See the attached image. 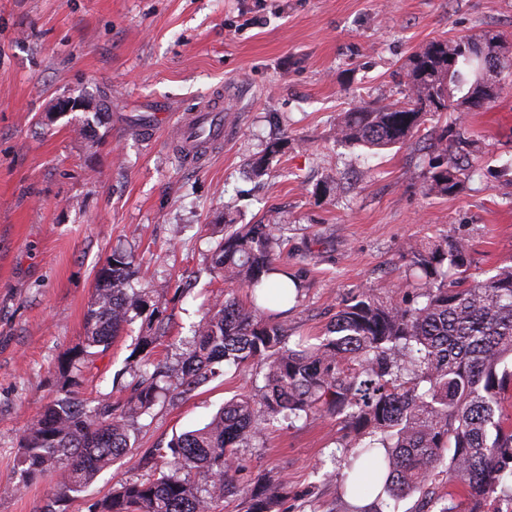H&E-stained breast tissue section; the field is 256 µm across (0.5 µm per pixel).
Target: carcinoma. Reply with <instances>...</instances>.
Here are the masks:
<instances>
[{"label":"carcinoma","instance_id":"obj_1","mask_svg":"<svg viewBox=\"0 0 512 512\" xmlns=\"http://www.w3.org/2000/svg\"><path fill=\"white\" fill-rule=\"evenodd\" d=\"M498 55L500 73L512 76V54L501 34L434 41L406 65L408 93L387 107L356 105L337 123V140L388 149L412 138L429 112H472L480 82L471 57ZM428 192H457L470 166L466 154L448 150V130L438 137ZM287 227L226 224L210 255V271L250 291L246 305L234 296L216 302L197 325L181 362L185 394L221 368L256 363L263 370L257 394L232 398L202 428L174 437L159 470L112 491L101 512H213L231 497L244 512H286L291 489L280 476L264 475L248 487L236 479L241 448H254L265 430L310 416L332 415L363 442L343 445L344 493L382 492L369 510L396 512L400 499L419 494L415 512H498L512 501V265L484 280L467 274V245L446 235L427 249L409 248L421 272L414 295L382 299L361 289L345 299L317 341L290 344L288 325L272 312L298 301L302 281L270 280ZM130 256L115 253L101 269L87 318L89 359L107 350L131 313L149 306L150 289L129 287ZM163 311L154 307L135 354L145 370L131 395L113 402L102 395L93 407L72 392L47 403L24 431L18 466L25 482L57 477L53 495L79 492L112 459L126 454L131 427L159 401V381L172 369L152 356L164 337ZM194 470L208 476L200 485ZM467 508H461V505Z\"/></svg>","mask_w":512,"mask_h":512}]
</instances>
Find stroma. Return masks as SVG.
Masks as SVG:
<instances>
[{
	"label": "stroma",
	"instance_id": "stroma-1",
	"mask_svg": "<svg viewBox=\"0 0 512 512\" xmlns=\"http://www.w3.org/2000/svg\"><path fill=\"white\" fill-rule=\"evenodd\" d=\"M512 43V0H0V512H39L55 478L22 482L19 440L62 386L93 401L134 370L149 319L133 314L109 349L81 347L96 278L132 255L134 288L165 317L155 356L178 366L225 285L207 270L221 223L284 224L278 268L305 289L293 339L324 335L351 293L397 298L414 284L407 250L451 234L477 279L512 264V84L495 103L432 129L463 132L475 167L450 196L427 194L432 154L418 139L380 152L337 144L341 113L403 100L409 57L433 41L486 32ZM224 93V138L195 165L175 122ZM99 113L56 112L83 96ZM263 384L256 364L227 372L138 419L131 451L62 512H93L114 486L146 477L148 453L209 422ZM314 416L239 451L242 480L287 479L289 512H344L336 441Z\"/></svg>",
	"mask_w": 512,
	"mask_h": 512
}]
</instances>
